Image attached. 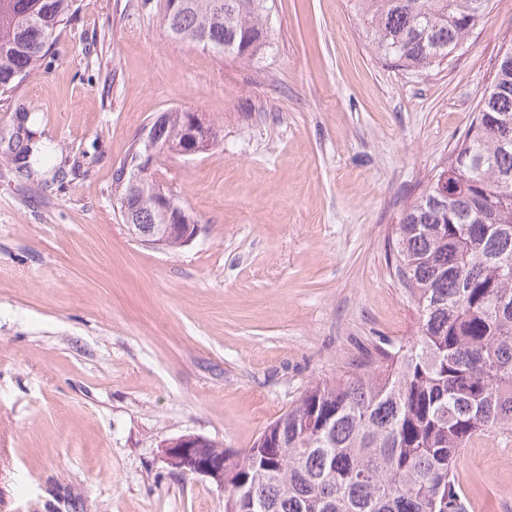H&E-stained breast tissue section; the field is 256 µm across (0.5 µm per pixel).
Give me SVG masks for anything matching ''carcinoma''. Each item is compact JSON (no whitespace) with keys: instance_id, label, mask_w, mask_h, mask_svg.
<instances>
[{"instance_id":"1","label":"carcinoma","mask_w":512,"mask_h":512,"mask_svg":"<svg viewBox=\"0 0 512 512\" xmlns=\"http://www.w3.org/2000/svg\"><path fill=\"white\" fill-rule=\"evenodd\" d=\"M269 0L167 3L168 35L251 60ZM374 55L426 70L479 29L489 0H349ZM72 0H0V99L37 66ZM418 314L363 371L311 385L244 450L224 451V512H465L455 472L475 437L512 429V54L498 59L448 161L391 247Z\"/></svg>"}]
</instances>
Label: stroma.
I'll list each match as a JSON object with an SVG mask.
<instances>
[{"label": "stroma", "mask_w": 512, "mask_h": 512, "mask_svg": "<svg viewBox=\"0 0 512 512\" xmlns=\"http://www.w3.org/2000/svg\"><path fill=\"white\" fill-rule=\"evenodd\" d=\"M161 7L75 0L0 101V512H224L162 444L252 447L312 383L415 336L392 231L512 46V0L428 71L379 61L348 0H274L249 61L172 39ZM172 111L220 133L160 159L201 226L176 252L136 241L114 199ZM456 473L467 512H512V431Z\"/></svg>", "instance_id": "1"}]
</instances>
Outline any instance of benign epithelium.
Here are the masks:
<instances>
[{"label": "benign epithelium", "instance_id": "1", "mask_svg": "<svg viewBox=\"0 0 512 512\" xmlns=\"http://www.w3.org/2000/svg\"><path fill=\"white\" fill-rule=\"evenodd\" d=\"M220 133L196 112H182L177 121L163 112L136 140L140 149L127 155L114 171L116 201L128 231L137 239L161 246L178 238L183 244L197 236L199 225L157 176L161 155L191 156L210 151ZM166 462L183 474L205 476L224 486V449L211 440L185 434L163 445Z\"/></svg>", "mask_w": 512, "mask_h": 512}]
</instances>
